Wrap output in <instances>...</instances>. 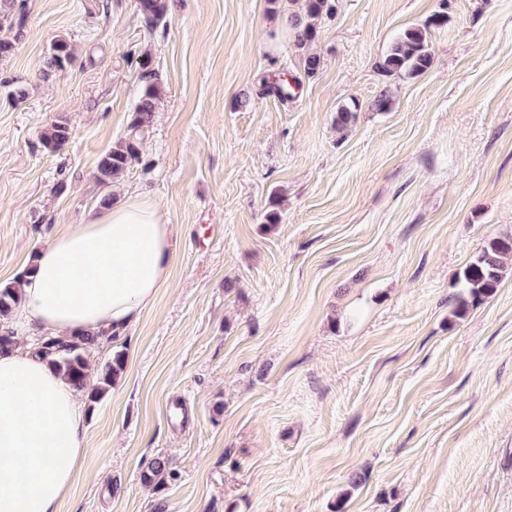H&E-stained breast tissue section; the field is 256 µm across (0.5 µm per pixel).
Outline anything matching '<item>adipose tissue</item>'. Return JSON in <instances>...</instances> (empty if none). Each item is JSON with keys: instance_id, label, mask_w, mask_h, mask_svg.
Masks as SVG:
<instances>
[{"instance_id": "obj_1", "label": "adipose tissue", "mask_w": 512, "mask_h": 512, "mask_svg": "<svg viewBox=\"0 0 512 512\" xmlns=\"http://www.w3.org/2000/svg\"><path fill=\"white\" fill-rule=\"evenodd\" d=\"M172 234L146 199L54 232L21 282L22 316L57 339L124 336L170 281ZM87 454L79 392L29 347L0 352V512H57Z\"/></svg>"}]
</instances>
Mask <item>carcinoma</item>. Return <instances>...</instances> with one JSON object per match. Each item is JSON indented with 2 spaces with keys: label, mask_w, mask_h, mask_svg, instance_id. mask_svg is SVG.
Returning <instances> with one entry per match:
<instances>
[{
  "label": "carcinoma",
  "mask_w": 512,
  "mask_h": 512,
  "mask_svg": "<svg viewBox=\"0 0 512 512\" xmlns=\"http://www.w3.org/2000/svg\"><path fill=\"white\" fill-rule=\"evenodd\" d=\"M139 9L150 27L157 26L166 14L165 0H139ZM336 12L335 0H304V12L289 17V28L296 42L300 45L312 43L317 37V22L324 16ZM10 23L15 27L17 35H22L26 24L23 4L17 0H0V25ZM444 23L443 15L439 14L424 27L405 30L390 45L386 54L378 62L381 72L397 77H415L427 71L433 63L429 26H440ZM73 48L64 38L56 40L52 52L46 61L43 75L62 70L72 62ZM142 77L146 79L142 95L129 126V134L118 144L107 151L98 162L100 181L110 187L118 182L135 162L141 160L140 141L153 126L154 113L160 96V87L152 75L151 59L143 57L139 62ZM257 97L274 96L282 101L292 98L289 85L283 80L265 81L256 91ZM71 129L64 121H58L47 127L41 134V142L50 152H59L69 143ZM512 261V237L490 239L482 251L469 263L463 271L464 287L467 288L471 303L475 304L483 297L498 288L502 272L506 264ZM22 303L19 282L0 284V317L9 315ZM98 341V337L90 335L75 336L67 341L54 338H43L40 341L41 352L53 356L51 363L77 389L88 393L90 401L101 398L115 385L124 369V357L119 351L97 373L96 383L87 386L89 378V362L87 353ZM173 478L175 474L169 469L168 461L163 457L152 459L143 474V480L149 484H162L165 478Z\"/></svg>",
  "instance_id": "carcinoma-1"
}]
</instances>
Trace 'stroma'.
<instances>
[{
	"mask_svg": "<svg viewBox=\"0 0 512 512\" xmlns=\"http://www.w3.org/2000/svg\"><path fill=\"white\" fill-rule=\"evenodd\" d=\"M138 2L23 0L0 61V284L109 194L176 227L168 287L90 354L124 371L82 403L93 476L58 512H512V265L455 314L464 268L512 235V0H336L306 48L297 0H165L155 28ZM439 14L428 71H377ZM62 37L74 58L42 78ZM145 55L155 122L107 187ZM263 77L294 98L256 97ZM159 456L176 477L157 488ZM71 129L64 121H58L47 127L41 134V142L50 152H59L69 143Z\"/></svg>",
	"mask_w": 512,
	"mask_h": 512,
	"instance_id": "35a3bbf8",
	"label": "stroma"
}]
</instances>
